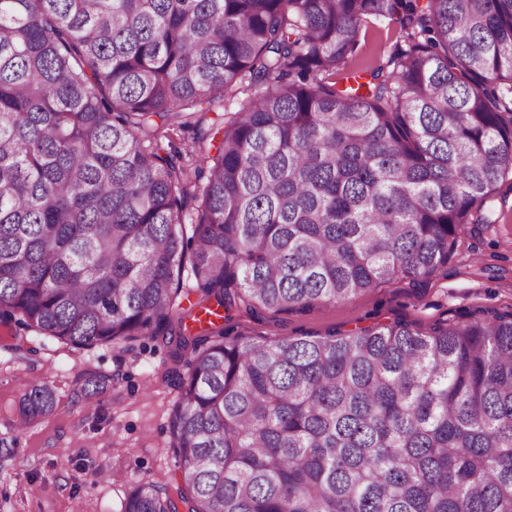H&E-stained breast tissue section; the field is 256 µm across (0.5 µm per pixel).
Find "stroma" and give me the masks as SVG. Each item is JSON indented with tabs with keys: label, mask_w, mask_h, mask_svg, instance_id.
Returning a JSON list of instances; mask_svg holds the SVG:
<instances>
[{
	"label": "stroma",
	"mask_w": 512,
	"mask_h": 512,
	"mask_svg": "<svg viewBox=\"0 0 512 512\" xmlns=\"http://www.w3.org/2000/svg\"><path fill=\"white\" fill-rule=\"evenodd\" d=\"M404 40L398 16L371 17L347 59L365 74ZM491 221L459 238L446 267L354 298L281 311L236 304L228 342L346 333L404 321L426 329L451 318L512 312V183L489 203ZM187 373L162 342L75 348L0 325V512H122L131 487L172 489L178 475L168 420ZM47 383L53 409L30 417L24 384Z\"/></svg>",
	"instance_id": "stroma-1"
}]
</instances>
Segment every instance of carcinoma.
Here are the masks:
<instances>
[{
  "label": "carcinoma",
  "instance_id": "1",
  "mask_svg": "<svg viewBox=\"0 0 512 512\" xmlns=\"http://www.w3.org/2000/svg\"><path fill=\"white\" fill-rule=\"evenodd\" d=\"M399 11L404 45L339 88L363 22ZM510 175L512 0H0V324L161 337L189 366L175 493L137 483L124 512H512V314L217 325L431 275Z\"/></svg>",
  "mask_w": 512,
  "mask_h": 512
}]
</instances>
